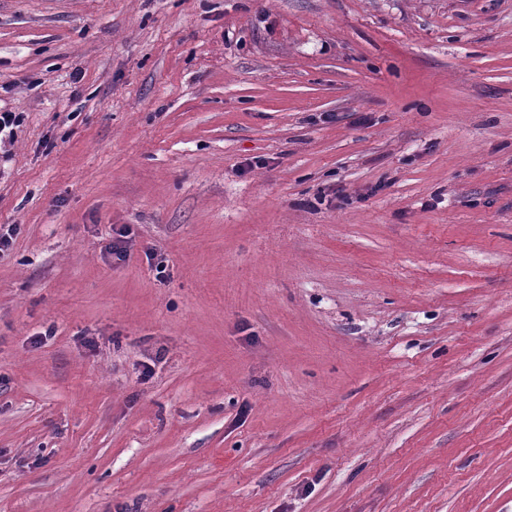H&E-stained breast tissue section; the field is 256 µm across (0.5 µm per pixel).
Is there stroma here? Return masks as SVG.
<instances>
[{"mask_svg": "<svg viewBox=\"0 0 512 512\" xmlns=\"http://www.w3.org/2000/svg\"><path fill=\"white\" fill-rule=\"evenodd\" d=\"M4 111L0 512H512V0H0Z\"/></svg>", "mask_w": 512, "mask_h": 512, "instance_id": "obj_1", "label": "stroma"}]
</instances>
